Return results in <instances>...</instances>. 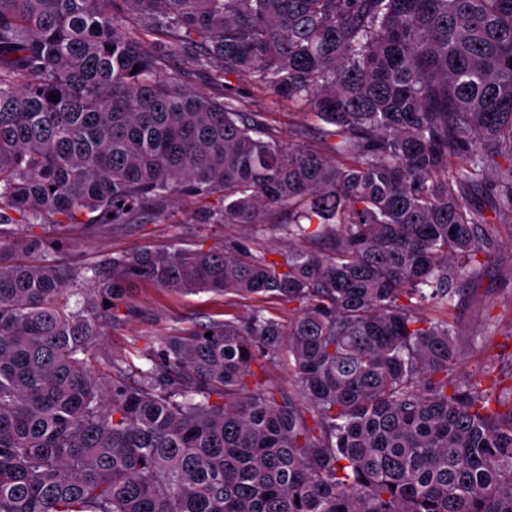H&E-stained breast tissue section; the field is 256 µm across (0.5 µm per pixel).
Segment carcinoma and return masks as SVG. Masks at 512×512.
I'll use <instances>...</instances> for the list:
<instances>
[{
  "instance_id": "carcinoma-1",
  "label": "carcinoma",
  "mask_w": 512,
  "mask_h": 512,
  "mask_svg": "<svg viewBox=\"0 0 512 512\" xmlns=\"http://www.w3.org/2000/svg\"><path fill=\"white\" fill-rule=\"evenodd\" d=\"M168 53L310 109L323 145L265 138ZM476 190L512 217V0H0V240L172 195L224 224L288 209L280 260L137 251L76 310L68 270L0 256V512H512V374L459 376L461 284L492 256ZM141 280L294 308L175 329L102 379Z\"/></svg>"
}]
</instances>
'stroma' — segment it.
Wrapping results in <instances>:
<instances>
[{
	"label": "stroma",
	"mask_w": 512,
	"mask_h": 512,
	"mask_svg": "<svg viewBox=\"0 0 512 512\" xmlns=\"http://www.w3.org/2000/svg\"><path fill=\"white\" fill-rule=\"evenodd\" d=\"M165 71L177 74L180 84L187 89L211 96L235 94L251 111L264 113L272 135L282 145L311 146L323 138L320 123L308 111L224 75L217 67L199 69L172 55ZM473 204L475 211L487 217L483 231L493 250L490 261L473 279L471 291L461 300L459 318L464 353L460 372L467 378L488 381L512 370V217L505 213L489 214L484 193H476ZM217 205L214 197L189 200L175 196L168 201L164 216L149 215L136 224H72L63 228L20 224L16 236L41 238L46 257L70 268V286L81 291L94 285L92 268L127 252L173 246L221 247L237 242L276 260L287 250V241L274 228L275 222L284 218L278 209H270L264 224L254 228L203 223L205 213ZM128 304L135 310V317L106 328L93 350L92 366L96 373H108L112 360L134 356L173 329L245 317L255 307L254 301L228 300L211 292H171L147 280L136 285Z\"/></svg>",
	"instance_id": "35a3bbf8"
}]
</instances>
